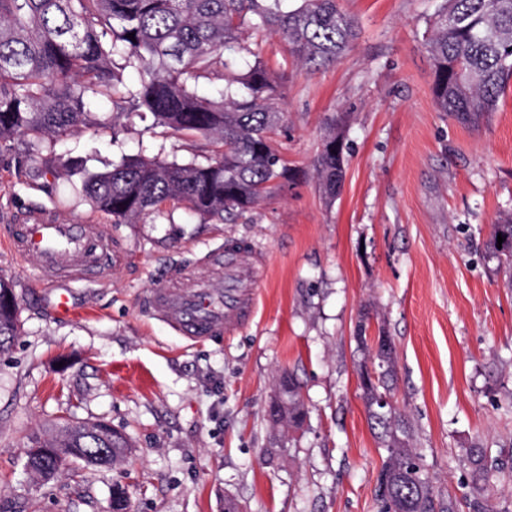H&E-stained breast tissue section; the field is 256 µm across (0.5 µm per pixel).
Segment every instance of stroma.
I'll return each instance as SVG.
<instances>
[{
    "mask_svg": "<svg viewBox=\"0 0 512 512\" xmlns=\"http://www.w3.org/2000/svg\"><path fill=\"white\" fill-rule=\"evenodd\" d=\"M443 0H339L361 34L337 65L308 72L270 37L284 126L273 140L293 189L275 190L223 224L170 203L112 225L124 260L98 282L43 280L0 243V275L20 332L0 351V512H109L124 486L131 512H378L386 455L359 385L369 356L355 339L385 331L396 357L391 393L439 495H463L467 448H486L488 512H512V290L489 260L486 233L512 213V88L477 129L439 112L425 40ZM346 115L342 191L326 203L313 177L327 118ZM63 140L0 144V225L36 215L104 223L80 199L46 189L51 161L70 178L128 155L207 162L212 144L151 115H119ZM230 240L268 268L251 324L193 342L143 315L142 295L174 266L201 267ZM68 292L72 315L52 310ZM299 390L300 428L273 422L281 378ZM105 421L133 448L108 468L50 479L25 468L33 437L64 420Z\"/></svg>",
    "mask_w": 512,
    "mask_h": 512,
    "instance_id": "35a3bbf8",
    "label": "stroma"
}]
</instances>
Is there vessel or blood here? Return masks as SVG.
Instances as JSON below:
<instances>
[{
  "mask_svg": "<svg viewBox=\"0 0 512 512\" xmlns=\"http://www.w3.org/2000/svg\"><path fill=\"white\" fill-rule=\"evenodd\" d=\"M0 239L49 281L92 282L120 259L105 224L36 218L6 225ZM265 268L263 252L251 246L219 251L209 258L208 277L172 269L141 308L191 340L228 336L253 318Z\"/></svg>",
  "mask_w": 512,
  "mask_h": 512,
  "instance_id": "obj_1",
  "label": "vessel or blood"
}]
</instances>
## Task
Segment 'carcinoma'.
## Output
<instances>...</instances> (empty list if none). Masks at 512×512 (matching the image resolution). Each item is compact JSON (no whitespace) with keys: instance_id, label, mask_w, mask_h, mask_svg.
Here are the masks:
<instances>
[{"instance_id":"cac0c4a2","label":"carcinoma","mask_w":512,"mask_h":512,"mask_svg":"<svg viewBox=\"0 0 512 512\" xmlns=\"http://www.w3.org/2000/svg\"><path fill=\"white\" fill-rule=\"evenodd\" d=\"M0 0V143L18 137L57 139L90 125L104 97L148 112L185 136L211 141L205 164H179L130 156L112 169L87 173L80 194L112 224H133L181 203L206 223L224 222L260 205L273 188L295 184L271 143L283 122L276 77L261 57L264 38L276 35L308 69L336 64L358 35L357 20L338 0ZM426 49L439 111L476 128L496 111L512 83V0H444L429 19ZM134 34L135 40L127 38ZM139 79L127 85L124 71ZM212 87L199 91L200 82ZM347 144L344 116H332L313 169L324 198L339 196ZM502 247H497V236ZM490 259L512 288V213L491 226ZM17 336L16 299L0 276V351ZM377 381H360L371 428L385 448L376 500L392 512H485L482 491L488 467L484 449L467 450L468 488L463 500L434 494L408 420L396 409L378 412L377 397L393 390V346L376 355ZM287 398L271 416L301 426L304 409L291 381ZM96 448L112 449L103 462ZM131 443L102 422L69 419L48 437L32 439L26 468L41 478L61 469L109 467Z\"/></svg>"}]
</instances>
